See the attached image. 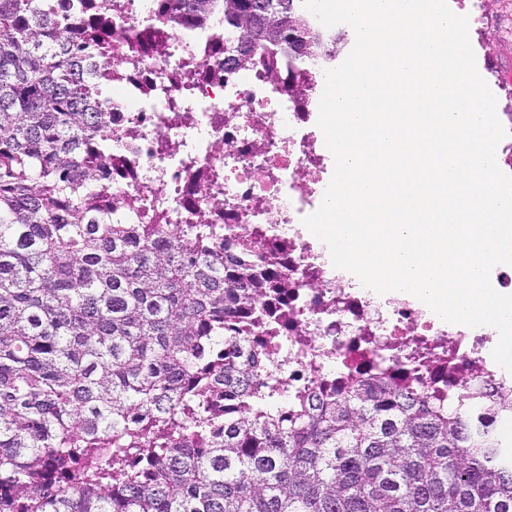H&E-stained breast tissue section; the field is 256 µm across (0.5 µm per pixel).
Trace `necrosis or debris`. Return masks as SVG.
<instances>
[{
	"mask_svg": "<svg viewBox=\"0 0 512 512\" xmlns=\"http://www.w3.org/2000/svg\"><path fill=\"white\" fill-rule=\"evenodd\" d=\"M115 38L112 67V179L104 193L113 222L213 225L218 237H246L285 264L266 338V376L289 388L332 393L336 383L376 369L415 364L403 383L449 397L476 415L512 399V373L491 359L494 333L454 328L412 300H379L324 257L302 223L321 204L329 155L313 132L325 85L320 60L295 70L296 95L263 69L228 70L215 32L155 26L153 0H101Z\"/></svg>",
	"mask_w": 512,
	"mask_h": 512,
	"instance_id": "4bbe7bcc",
	"label": "necrosis or debris"
}]
</instances>
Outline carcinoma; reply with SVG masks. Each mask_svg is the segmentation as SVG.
<instances>
[{
	"label": "carcinoma",
	"instance_id": "carcinoma-1",
	"mask_svg": "<svg viewBox=\"0 0 512 512\" xmlns=\"http://www.w3.org/2000/svg\"><path fill=\"white\" fill-rule=\"evenodd\" d=\"M288 27L332 56L302 0ZM153 21L248 34L253 0H155ZM112 21L95 0H0V512H512V403L474 419L394 376L288 398L246 342L279 262L207 224H114Z\"/></svg>",
	"mask_w": 512,
	"mask_h": 512
}]
</instances>
